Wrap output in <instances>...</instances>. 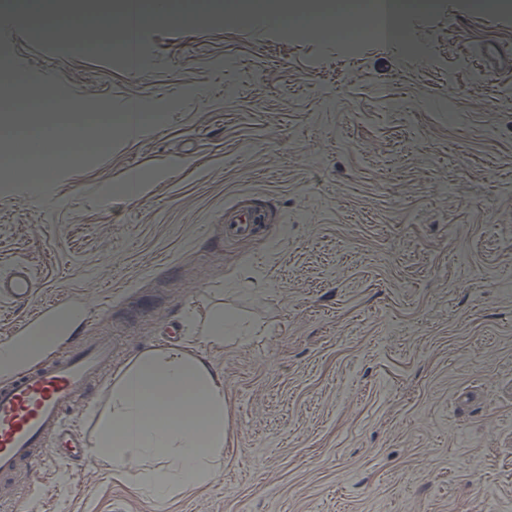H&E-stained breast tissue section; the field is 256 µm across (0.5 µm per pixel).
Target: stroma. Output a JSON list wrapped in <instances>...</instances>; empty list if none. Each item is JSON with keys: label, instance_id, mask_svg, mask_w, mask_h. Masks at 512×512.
<instances>
[{"label": "stroma", "instance_id": "obj_1", "mask_svg": "<svg viewBox=\"0 0 512 512\" xmlns=\"http://www.w3.org/2000/svg\"><path fill=\"white\" fill-rule=\"evenodd\" d=\"M356 49L277 22L162 17L122 52L0 12V56L62 113L156 114L44 179L0 169V342L48 302L67 329L18 367L112 338L121 367L217 304L252 341L209 351L232 435L212 483L166 504L54 463L15 512H512V11L432 0ZM137 174L139 194L125 181ZM264 223L227 234L225 209ZM38 284L29 268L23 264L14 266L5 279L0 277V297L9 301L29 303L37 298Z\"/></svg>", "mask_w": 512, "mask_h": 512}]
</instances>
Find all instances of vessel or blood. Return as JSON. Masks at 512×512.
Instances as JSON below:
<instances>
[{"instance_id":"vessel-or-blood-1","label":"vessel or blood","mask_w":512,"mask_h":512,"mask_svg":"<svg viewBox=\"0 0 512 512\" xmlns=\"http://www.w3.org/2000/svg\"><path fill=\"white\" fill-rule=\"evenodd\" d=\"M38 288L22 264L0 277V297L14 303L31 302ZM111 368V337L84 335L72 349L0 380V512H12L50 462L82 457V442L68 435L66 420Z\"/></svg>"}]
</instances>
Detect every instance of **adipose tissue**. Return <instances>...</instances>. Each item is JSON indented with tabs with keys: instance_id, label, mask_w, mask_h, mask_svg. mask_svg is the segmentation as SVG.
<instances>
[{
	"instance_id": "obj_1",
	"label": "adipose tissue",
	"mask_w": 512,
	"mask_h": 512,
	"mask_svg": "<svg viewBox=\"0 0 512 512\" xmlns=\"http://www.w3.org/2000/svg\"><path fill=\"white\" fill-rule=\"evenodd\" d=\"M183 321L196 335L147 349L119 369L90 448L113 475L136 474L141 492L162 503L223 471L232 418L224 375L206 351L244 340L240 322L220 307L202 319L186 311Z\"/></svg>"
}]
</instances>
